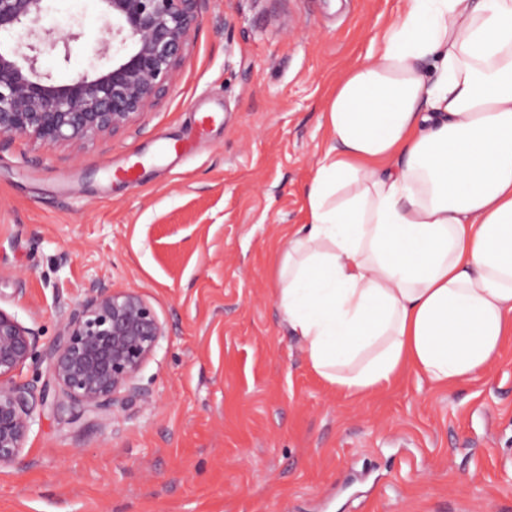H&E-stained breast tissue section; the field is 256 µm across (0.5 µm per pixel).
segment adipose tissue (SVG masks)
Returning <instances> with one entry per match:
<instances>
[{"label": "adipose tissue", "mask_w": 512, "mask_h": 512, "mask_svg": "<svg viewBox=\"0 0 512 512\" xmlns=\"http://www.w3.org/2000/svg\"><path fill=\"white\" fill-rule=\"evenodd\" d=\"M325 112L282 319L349 395L474 379L512 334V0H401Z\"/></svg>", "instance_id": "adipose-tissue-1"}]
</instances>
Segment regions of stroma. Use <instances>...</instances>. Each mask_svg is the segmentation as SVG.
<instances>
[{
	"label": "stroma",
	"mask_w": 512,
	"mask_h": 512,
	"mask_svg": "<svg viewBox=\"0 0 512 512\" xmlns=\"http://www.w3.org/2000/svg\"><path fill=\"white\" fill-rule=\"evenodd\" d=\"M399 0H206L172 91L126 130L50 151L0 136V309L54 340L89 282L166 335L149 404L36 409L0 512H512V335L452 387L407 367L360 396L308 365L275 261L306 221L324 106ZM53 81L98 58L99 0H49ZM217 120L199 135L191 110ZM182 141L190 154L165 144ZM137 165L135 181L119 170Z\"/></svg>",
	"instance_id": "obj_1"
}]
</instances>
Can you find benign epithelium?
I'll return each mask as SVG.
<instances>
[{
  "label": "benign epithelium",
  "mask_w": 512,
  "mask_h": 512,
  "mask_svg": "<svg viewBox=\"0 0 512 512\" xmlns=\"http://www.w3.org/2000/svg\"><path fill=\"white\" fill-rule=\"evenodd\" d=\"M112 24L101 31L98 53L118 47L112 67L85 71L56 84L41 71L42 48L69 44L42 25L44 0H0V134L25 137L43 148L83 146L130 126L165 96L206 0H99ZM25 30L26 40L11 41ZM165 327L131 288L94 280L62 322L53 344L38 352L37 335L0 308V464L23 450L37 407L62 401L90 411L146 404L139 384ZM48 362L38 387L17 380L27 362ZM63 400L48 401L50 390Z\"/></svg>",
  "instance_id": "7a95c632"
}]
</instances>
